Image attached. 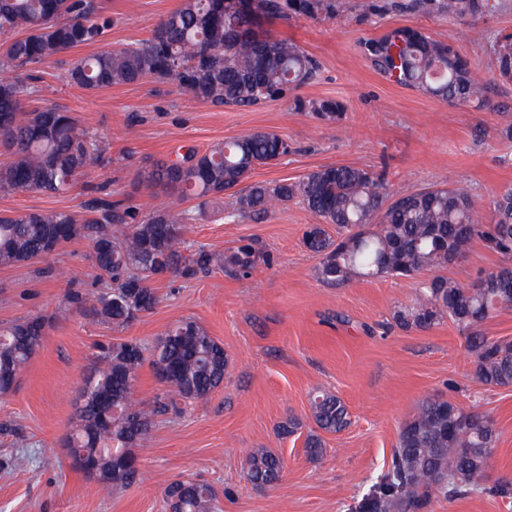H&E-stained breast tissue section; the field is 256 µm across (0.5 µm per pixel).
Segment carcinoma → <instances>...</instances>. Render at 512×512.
<instances>
[{
    "label": "carcinoma",
    "mask_w": 512,
    "mask_h": 512,
    "mask_svg": "<svg viewBox=\"0 0 512 512\" xmlns=\"http://www.w3.org/2000/svg\"><path fill=\"white\" fill-rule=\"evenodd\" d=\"M257 14L237 0H182L152 35L133 45L92 53L68 70L69 82L89 91L152 79L174 85L215 106L255 108L288 97L296 112L337 123L344 106L332 99H310L299 90L314 82L319 62L300 45L278 38L265 25L304 17L335 19L351 9L349 0H260ZM506 8V0H374L375 14L413 11L427 16L483 18ZM110 19L95 0H0V190L64 194L90 168L103 161L101 142L68 110L31 108L41 67L51 58L99 41ZM363 56L391 82L416 88L456 106L488 103L489 83L475 76L454 41L435 38L414 27H395L359 41ZM500 78L512 81V34L493 44ZM295 151L280 135L254 131L206 151L189 148L178 159L157 162L144 180L168 192L169 205L137 219L124 199L101 195L87 201L88 217L69 212L0 214V265L38 259L49 241L63 246L77 239L92 244L90 260L108 277L110 291L95 297L72 289L71 306L98 323L126 327L153 309L155 279L192 277L199 271L252 270L267 259L253 245L226 255L191 252L182 225L193 220L189 200L204 204L232 198L231 217L258 218L297 202L318 221L303 235V246L320 257L319 280L342 285L352 276L411 277L429 271L414 303L396 310L402 330H427L449 320L465 338L475 376L491 386H512V341L493 339L483 325L512 307V266L480 277L482 286H464L439 274L479 239L506 259L512 258V189L493 201L494 218L484 224L471 192L455 183L410 193H392L384 175L352 165L323 166L296 181L274 185L241 184L259 165L273 164ZM336 225V237L325 228ZM48 319L34 316L0 326V397L13 391L19 373L40 349ZM147 347L116 340L100 347L99 365L84 375L76 400V421L69 444L99 471V490L110 492L136 482L139 468L127 464L145 439L153 413L178 408V402L204 403L224 384L228 356L224 346L198 323L185 319L158 338L152 365L167 387L168 399L146 411L134 398ZM121 416L112 417V407ZM311 412L317 428L330 433L350 423L345 403L330 391L315 389ZM498 433L493 418L453 403L428 398L402 426L383 472L348 512H427L433 497L448 499L482 493L512 503V480H488ZM308 458L323 456L322 438L307 435ZM246 479L257 489L275 484L284 468L275 453L259 448L245 458ZM171 512H213L214 488L193 478L170 483Z\"/></svg>",
    "instance_id": "1"
}]
</instances>
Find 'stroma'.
Wrapping results in <instances>:
<instances>
[{
    "label": "stroma",
    "mask_w": 512,
    "mask_h": 512,
    "mask_svg": "<svg viewBox=\"0 0 512 512\" xmlns=\"http://www.w3.org/2000/svg\"><path fill=\"white\" fill-rule=\"evenodd\" d=\"M370 2L352 0L350 14L336 20L296 18L269 26L320 62L318 79L301 94L343 103L342 121L326 125L293 111L285 100L239 109L150 81L92 92L71 85L66 76L76 58L149 37L180 3L100 0L111 27L98 43L45 64L30 104L73 112L105 147L109 162L91 168L65 194L0 191V212L53 209L80 218L95 187L105 183L143 215L169 201L142 182L146 167L183 147L204 151L267 130L296 151L257 167L250 182L272 185L321 166L352 165L385 172L390 190L399 194L460 184L477 196L484 217L492 218L496 195L512 185V81L495 79L491 45L499 35L512 34V9L471 26L412 12L373 15L366 11ZM400 26L458 42L473 73L490 82L489 105L454 106L374 71L360 54L359 39ZM229 210L226 198L194 208L193 222L182 227L187 245L228 253L250 242L268 255L269 264L247 275L212 269L157 280L156 306L124 329L94 323L76 308L66 317L53 316L66 303L68 271H82L79 287L88 294L110 286L91 268L89 240H75L33 263L0 267V324L40 314L51 318L13 392L0 397V512H170L165 489L187 478L218 492L215 512H346V504L389 461L403 424L423 400L436 396L493 416L498 439L488 478H512V386H489L475 377L472 357L451 322L425 331L392 324L394 311L413 303L427 273L355 277L331 286L317 278L319 258L302 244L306 225L315 221L302 205L288 203L258 220L228 219ZM502 263L477 240L444 274L467 285ZM186 318L223 344L229 358L224 384L205 406L155 416L134 450L139 480L101 495L96 481L73 468L68 453L81 380L99 345L133 338L150 347L169 325ZM318 388L345 402L350 424L323 434L325 452L314 462L304 441L316 428L310 398ZM291 416L300 420L299 429L280 434V424ZM257 448L284 461L280 481L263 490L243 475L246 454Z\"/></svg>",
    "instance_id": "obj_1"
}]
</instances>
